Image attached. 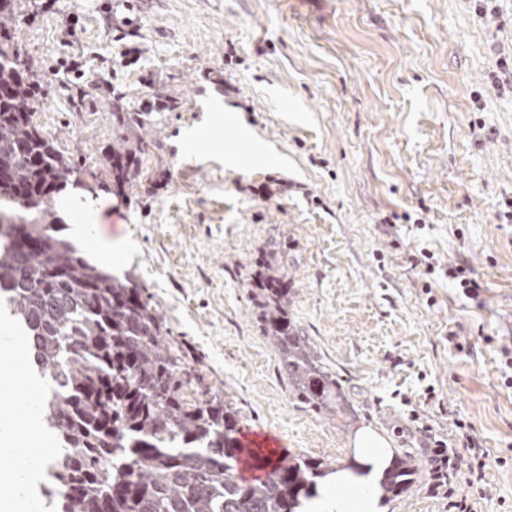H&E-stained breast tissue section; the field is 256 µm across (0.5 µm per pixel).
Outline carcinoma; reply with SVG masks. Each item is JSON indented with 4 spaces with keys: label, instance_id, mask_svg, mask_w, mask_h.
<instances>
[{
    "label": "carcinoma",
    "instance_id": "cac0c4a2",
    "mask_svg": "<svg viewBox=\"0 0 512 512\" xmlns=\"http://www.w3.org/2000/svg\"><path fill=\"white\" fill-rule=\"evenodd\" d=\"M16 20L12 0H0V299L48 384L40 411L59 443L48 501L61 512H302L326 465L282 457L265 480L243 479L237 411L194 390L181 346L131 274L106 271L60 234L56 200L81 170L33 120L44 78L15 48ZM112 124L106 161L112 195L125 200L157 122L116 93ZM294 295L266 262L255 295L264 336L292 393L334 419L345 396L291 318ZM418 473L415 460L394 457L381 498L407 493Z\"/></svg>",
    "mask_w": 512,
    "mask_h": 512
}]
</instances>
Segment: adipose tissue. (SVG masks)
Segmentation results:
<instances>
[{
	"mask_svg": "<svg viewBox=\"0 0 512 512\" xmlns=\"http://www.w3.org/2000/svg\"><path fill=\"white\" fill-rule=\"evenodd\" d=\"M364 474L342 470L328 475L317 497L306 502L307 512H381L377 475L389 461V444L376 432L365 430L355 440Z\"/></svg>",
	"mask_w": 512,
	"mask_h": 512,
	"instance_id": "1",
	"label": "adipose tissue"
}]
</instances>
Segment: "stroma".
<instances>
[{"instance_id": "35a3bbf8", "label": "stroma", "mask_w": 512, "mask_h": 512, "mask_svg": "<svg viewBox=\"0 0 512 512\" xmlns=\"http://www.w3.org/2000/svg\"><path fill=\"white\" fill-rule=\"evenodd\" d=\"M46 82L35 121L98 189L78 209L242 431L341 469L370 428L422 469L385 512H448L429 435L490 456L512 512V0H15ZM159 123L146 178L108 192L112 95ZM354 417L293 397L254 304L268 252ZM481 286L464 296L450 262ZM457 332L462 349L451 348ZM467 424L459 433L458 424Z\"/></svg>"}]
</instances>
